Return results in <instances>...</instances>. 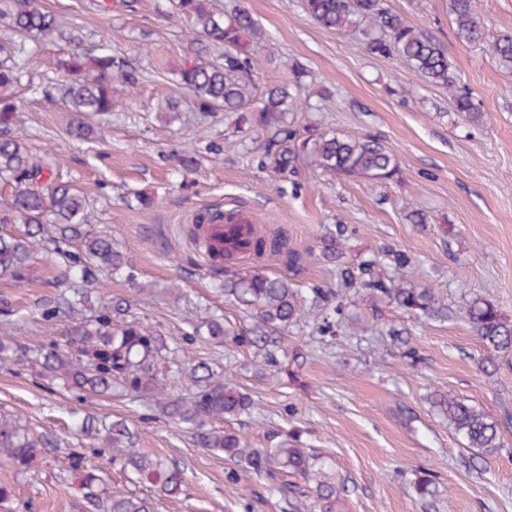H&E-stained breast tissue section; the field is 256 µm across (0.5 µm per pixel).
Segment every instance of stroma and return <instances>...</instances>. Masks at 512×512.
<instances>
[{
    "instance_id": "35a3bbf8",
    "label": "stroma",
    "mask_w": 512,
    "mask_h": 512,
    "mask_svg": "<svg viewBox=\"0 0 512 512\" xmlns=\"http://www.w3.org/2000/svg\"><path fill=\"white\" fill-rule=\"evenodd\" d=\"M38 2L79 27L87 48L108 34L115 53L148 70L136 86L114 90L103 142H79L67 132L72 113L49 98L46 82L68 43L28 42L29 82L19 89L26 146L87 194L93 214L87 234L112 236L134 267L131 280L99 274L94 310L128 300L166 336L194 334L193 357L230 370L254 400L252 415L223 420L221 428L247 435L255 448L270 446L274 433L299 436L345 486L343 512H512V364L488 363L461 313L465 300L480 297L512 318V71L499 66L488 45L457 37L449 0L386 4L444 46L460 86L481 106L476 123L456 114L447 91L420 82L398 56L368 55L319 26L302 0H214L224 10L246 7L264 31L253 52L256 80L289 81L293 68L306 70L312 107L294 113L296 126L382 137L402 168L401 178L378 184L306 172L298 189L260 167L263 136L236 129L233 118L218 113L171 122L155 111L173 94L190 52L186 20L155 10L156 0H144L133 13L106 15L96 0ZM325 87L333 92L326 100L320 97ZM212 145L221 147V161L209 153ZM181 148L197 150L196 168L173 169L168 155ZM411 206L426 213V223L406 221ZM217 208L244 210L254 222L285 232L304 253L303 285L334 281L336 264L322 254L321 241L337 225L355 226L344 243L345 260H380L387 247L407 253L412 278L435 288L447 315L419 319L355 295L347 312L358 318L361 333L319 342L289 333L287 350L305 355L295 376L258 373L246 349L195 333L213 314L234 326L244 322L217 288L191 233L197 215ZM61 265L58 255L41 252L28 280L0 281V322L19 321L20 343L39 345L61 333L63 322L42 314ZM139 283L151 288L148 301H140ZM392 326L407 330L416 365L402 362L391 346ZM436 391L497 419L503 448L489 455L466 448L432 411L428 397ZM0 412L24 417L46 443L27 472L0 461V486L11 492L0 512H84L68 455L87 452L93 441L72 435L77 412L133 420L138 448L182 470L185 494L159 499L156 512H282L256 474L225 483L223 456L197 446L160 409L113 397L77 399L28 362L0 356ZM424 471L436 487L422 499L412 484Z\"/></svg>"
}]
</instances>
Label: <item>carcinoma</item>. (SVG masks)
<instances>
[{"mask_svg":"<svg viewBox=\"0 0 512 512\" xmlns=\"http://www.w3.org/2000/svg\"><path fill=\"white\" fill-rule=\"evenodd\" d=\"M169 6L188 18L189 44L201 45L208 57L188 58L179 71V88L192 96L191 106L183 110L181 98L171 97L163 111L197 117L215 112L236 115L238 126L269 133L265 157L278 174L292 181L300 175L299 162L311 172L346 179L379 183L400 176L397 154L379 138L333 130L305 137L286 120L289 113L311 107L302 94L305 74L293 72L291 83H256L251 55L263 32L248 10H218L212 0H169ZM304 9L323 28L353 36L366 53L400 57L420 81L448 89L455 112L469 122L480 121V104L458 86L445 48L386 7L385 0H304ZM450 11L461 39L475 44L486 40L472 0H450ZM0 26L18 36L7 45L0 43V183L14 189L10 203L0 207V226L13 228L0 233V280L27 279L34 255L41 251L61 256L63 269L53 281L56 294L43 315L67 320L58 338L36 348L0 342V354L11 351L20 359L30 358L42 376L62 379L80 394L125 398L132 404L155 401L175 425L191 432L200 447L224 455V480L229 485L238 483L239 472L252 471L288 506V512H342L341 487L334 474L319 456L300 447L298 436L270 448H254L244 435L213 425L215 420L248 415L253 409L251 396L239 390L227 372L179 355L161 331L133 313L128 301L89 317L81 313L89 303L96 273L118 272L128 266L127 258L112 239L85 235L91 211L84 192L35 160L22 141L24 105L15 90L27 76L24 41L63 38L74 46L57 59L53 85L56 96L75 114L68 133L78 141L103 140L99 120L112 112V85L133 86L140 73L103 45L95 51L83 48L78 27L67 25L37 0H0ZM493 52L501 67L512 70V36L497 39ZM75 242L82 246L80 255L69 250ZM251 246V255L283 265L288 275L216 270L224 275L220 283L224 296L244 310L245 323L235 329L224 324L222 317L211 316L204 326L216 342L251 351L258 365L269 371L282 370L288 357L284 339L290 329L308 327L311 335L322 338L337 336L349 327L345 310L352 293L427 318L443 316L435 290L408 277L412 260L400 250L384 251L392 268L389 278L374 273L377 260L365 259L355 269L337 266L334 287L314 283L302 288L296 281L302 255L290 246L287 236L269 235L258 227L252 231ZM463 313L483 347L496 354L512 353L511 318L480 297L467 300ZM167 359L178 373L191 366L190 396L170 397L168 377L160 369ZM429 401L465 447L481 454H493L502 447L499 423L486 411L442 392L429 396ZM72 428L88 438L102 436L97 452L109 453L112 465L138 481L170 497L182 493L180 473L140 453L135 448L138 431L125 419L99 429L94 418L76 417ZM40 445L20 418L0 414L1 458L24 472L42 452ZM69 461L71 469L81 472L87 512H154L152 499L108 487L95 470L86 467L83 454L73 452Z\"/></svg>","mask_w":512,"mask_h":512,"instance_id":"obj_1","label":"carcinoma"}]
</instances>
